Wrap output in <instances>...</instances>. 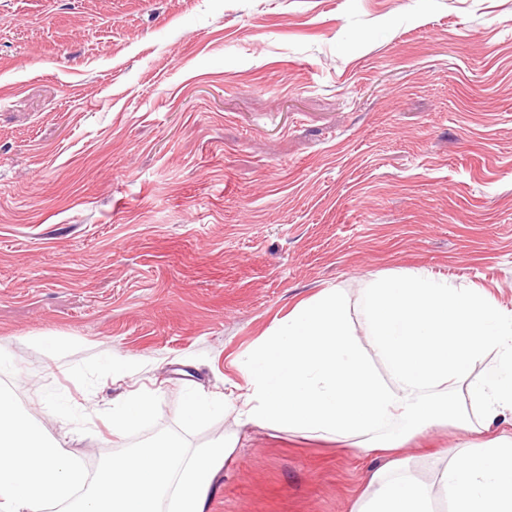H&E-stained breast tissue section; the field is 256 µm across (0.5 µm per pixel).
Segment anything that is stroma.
<instances>
[{
	"mask_svg": "<svg viewBox=\"0 0 512 512\" xmlns=\"http://www.w3.org/2000/svg\"><path fill=\"white\" fill-rule=\"evenodd\" d=\"M415 272L512 310V0H0V379L88 469L128 444L120 393L176 427L298 301ZM227 435L208 512L366 488L342 439L229 417L190 442ZM482 441L404 453L430 483L427 449Z\"/></svg>",
	"mask_w": 512,
	"mask_h": 512,
	"instance_id": "35a3bbf8",
	"label": "stroma"
}]
</instances>
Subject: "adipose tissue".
<instances>
[{"mask_svg":"<svg viewBox=\"0 0 512 512\" xmlns=\"http://www.w3.org/2000/svg\"><path fill=\"white\" fill-rule=\"evenodd\" d=\"M237 368L236 396L188 390L192 428L224 414L242 424L351 439L378 458L351 512H512V436L442 449L425 483L403 446L431 426L489 430L512 412V310L423 273L377 275L356 300L330 288L274 323Z\"/></svg>","mask_w":512,"mask_h":512,"instance_id":"adipose-tissue-1","label":"adipose tissue"}]
</instances>
